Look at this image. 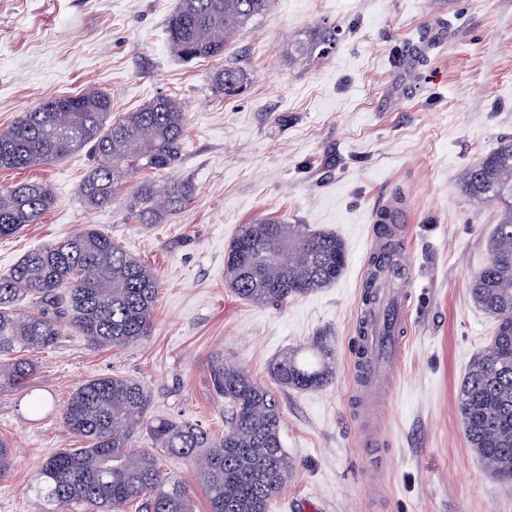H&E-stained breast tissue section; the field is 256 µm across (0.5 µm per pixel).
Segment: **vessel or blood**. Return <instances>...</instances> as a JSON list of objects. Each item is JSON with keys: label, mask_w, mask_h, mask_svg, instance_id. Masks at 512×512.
I'll list each match as a JSON object with an SVG mask.
<instances>
[{"label": "vessel or blood", "mask_w": 512, "mask_h": 512, "mask_svg": "<svg viewBox=\"0 0 512 512\" xmlns=\"http://www.w3.org/2000/svg\"><path fill=\"white\" fill-rule=\"evenodd\" d=\"M368 253L378 257L379 263L366 265L364 274L376 276L381 290L374 310L360 312L366 322V354L355 368L356 397L363 411L357 445L369 464L378 468L383 460L378 452L381 429L375 408L404 353L413 276L403 249L390 247L382 234L374 235Z\"/></svg>", "instance_id": "vessel-or-blood-1"}]
</instances>
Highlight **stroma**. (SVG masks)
Here are the masks:
<instances>
[{
  "label": "stroma",
  "mask_w": 512,
  "mask_h": 512,
  "mask_svg": "<svg viewBox=\"0 0 512 512\" xmlns=\"http://www.w3.org/2000/svg\"><path fill=\"white\" fill-rule=\"evenodd\" d=\"M177 3L0 0V127L53 95L102 90L116 115L168 95L185 112L173 174L197 185L170 221L145 225L126 189L106 207L85 208V153L0 170V187L38 180L55 195L40 223L0 239V275L27 251L93 224L160 280L150 336L103 348L66 331L54 347L29 352L36 371L26 388L0 387V441L14 453L0 476V512H34L43 460L82 447L62 413L86 381L137 380L152 416L218 437L224 398L212 361L239 364L266 385L272 360L318 337L334 351L335 377L317 390L276 392L293 472L270 512H512V483L468 448L457 411L458 384L496 327L470 288L499 215L459 178L512 137V0H272L223 56L190 64L165 34ZM322 22L338 29L333 53L295 62L291 45ZM231 64L251 80L227 99L209 76ZM397 197L411 227L414 305L406 354L377 409L386 466L370 475L349 363L372 213ZM259 217L336 233L348 254L343 276L280 307L234 296L224 257L240 226Z\"/></svg>",
  "instance_id": "obj_1"
}]
</instances>
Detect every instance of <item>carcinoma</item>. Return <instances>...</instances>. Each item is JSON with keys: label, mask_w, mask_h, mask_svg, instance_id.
<instances>
[{"label": "carcinoma", "mask_w": 512, "mask_h": 512, "mask_svg": "<svg viewBox=\"0 0 512 512\" xmlns=\"http://www.w3.org/2000/svg\"><path fill=\"white\" fill-rule=\"evenodd\" d=\"M270 0H180L165 31L173 52L191 62L214 58ZM336 27L321 24L295 43L292 59L312 63L336 47ZM249 82L236 65L216 70L215 92L234 97ZM184 112L160 95L112 119L110 94L88 90L47 99L0 127V170L39 167L86 151L92 168L80 187L84 204L99 208L141 170L155 173L180 160ZM465 194L499 207L489 241L490 258L471 287L474 303L497 322L494 336L472 361L458 389V412L469 448L486 470L512 481V137L462 176ZM191 180L147 179L136 183L131 211L141 224H164L195 196ZM55 203L38 182L0 188V239L26 224L40 223ZM347 265L336 234L306 224L261 218L241 226L224 257V281L239 299L278 307L288 299L334 285ZM159 278L111 236L92 225L50 246L32 249L0 276V385L23 387L34 372L23 353L55 345L74 328L94 345L123 347L150 335ZM34 300L26 313L15 305ZM313 358L287 353L269 365L283 390L325 386L335 368L333 350L318 338ZM215 390L224 396V436L214 438L197 424L148 416L151 395L139 382L106 376L78 386L63 411L65 427L87 441L62 448L43 462L32 491L38 512H195L187 490L166 476L156 455L131 448L146 431L163 453L197 465L208 512H269L285 488L292 464L280 437V408L274 394L238 366L222 359L210 367Z\"/></svg>", "instance_id": "obj_1"}]
</instances>
